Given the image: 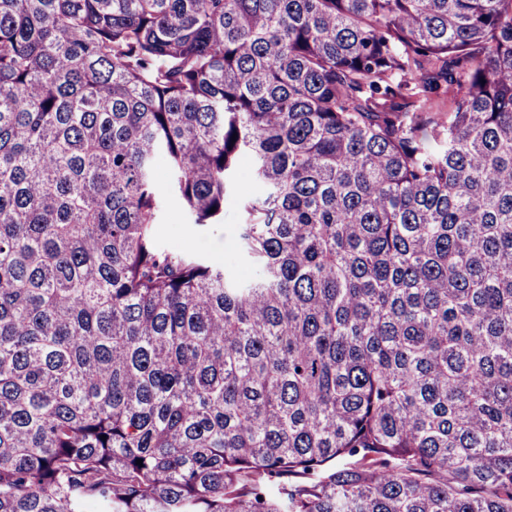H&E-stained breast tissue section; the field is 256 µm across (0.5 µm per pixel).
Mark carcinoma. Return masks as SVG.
Returning <instances> with one entry per match:
<instances>
[{
  "label": "carcinoma",
  "mask_w": 512,
  "mask_h": 512,
  "mask_svg": "<svg viewBox=\"0 0 512 512\" xmlns=\"http://www.w3.org/2000/svg\"><path fill=\"white\" fill-rule=\"evenodd\" d=\"M92 502L512 512V0H0V512ZM240 219V210L234 200L224 204V224L218 225L183 224L178 208L171 204L162 220V236L167 243H187L197 253L224 263V259L230 256V246Z\"/></svg>",
  "instance_id": "1"
}]
</instances>
